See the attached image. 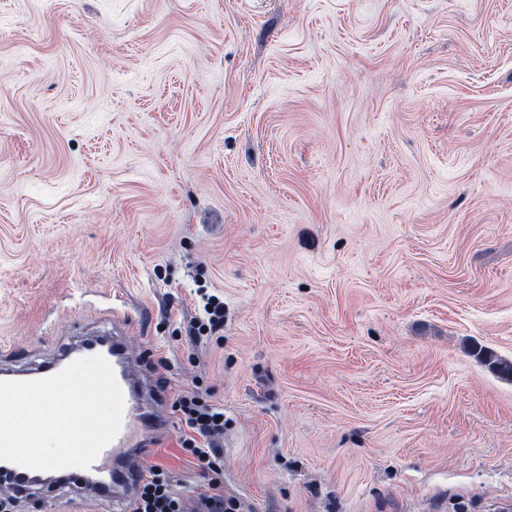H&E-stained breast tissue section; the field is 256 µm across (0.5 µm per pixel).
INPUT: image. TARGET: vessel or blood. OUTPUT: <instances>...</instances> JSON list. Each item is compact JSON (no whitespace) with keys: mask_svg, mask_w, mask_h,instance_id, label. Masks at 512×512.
Masks as SVG:
<instances>
[{"mask_svg":"<svg viewBox=\"0 0 512 512\" xmlns=\"http://www.w3.org/2000/svg\"><path fill=\"white\" fill-rule=\"evenodd\" d=\"M93 355L103 356L110 364L120 387L124 408L118 435L105 446L88 468H66L60 476L65 486L84 492L92 499H112L127 503L143 471L144 461L150 457L157 439L168 430L167 419L162 413L165 396L160 389H153L149 396L137 390L138 375L134 351L128 337L119 335L90 341H80L65 349L56 359L28 370L0 371V381L38 380L52 376L77 359ZM5 471L7 489L14 494L28 490L30 479L36 478L35 470L11 462H1Z\"/></svg>","mask_w":512,"mask_h":512,"instance_id":"obj_1","label":"vessel or blood"}]
</instances>
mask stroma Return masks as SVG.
Instances as JSON below:
<instances>
[{
  "label": "stroma",
  "mask_w": 512,
  "mask_h": 512,
  "mask_svg": "<svg viewBox=\"0 0 512 512\" xmlns=\"http://www.w3.org/2000/svg\"><path fill=\"white\" fill-rule=\"evenodd\" d=\"M141 307L240 512L512 503V0H0V365ZM203 299L205 300L203 317L198 322L197 333L194 335H207V331L216 332L224 327V300L217 295H206V293H204ZM476 356L500 377L504 379L512 378V360L499 357L494 352L483 348L476 352Z\"/></svg>",
  "instance_id": "35a3bbf8"
}]
</instances>
